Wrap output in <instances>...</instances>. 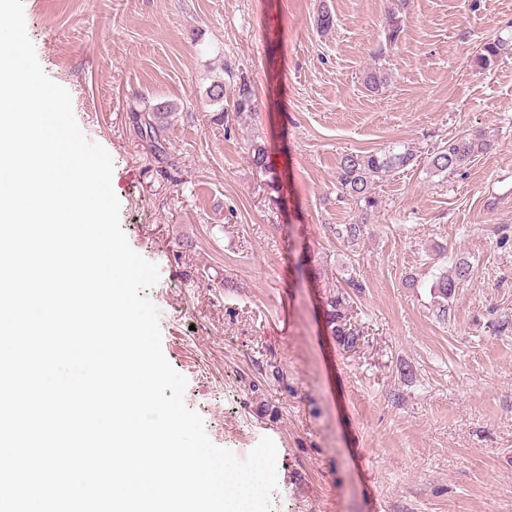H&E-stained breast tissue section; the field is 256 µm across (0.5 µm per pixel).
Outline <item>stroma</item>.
Wrapping results in <instances>:
<instances>
[{"mask_svg":"<svg viewBox=\"0 0 512 512\" xmlns=\"http://www.w3.org/2000/svg\"><path fill=\"white\" fill-rule=\"evenodd\" d=\"M24 13L43 70L112 158L130 246L159 267L148 295L186 404L238 458L275 442V512H512V55L474 64L512 38V0H24ZM376 66L389 79L373 92ZM243 82L258 106L237 116ZM163 102L158 156L134 117ZM475 130L490 150L433 173L430 154ZM395 143L418 162L376 183L377 208L342 198V157ZM357 221L358 244L336 239ZM459 260L471 273L442 318L431 285ZM345 292L350 350L324 307ZM476 55L475 63L480 68L486 69L496 63L504 54L512 53V44L506 39H493L485 42Z\"/></svg>","mask_w":512,"mask_h":512,"instance_id":"1","label":"stroma"}]
</instances>
